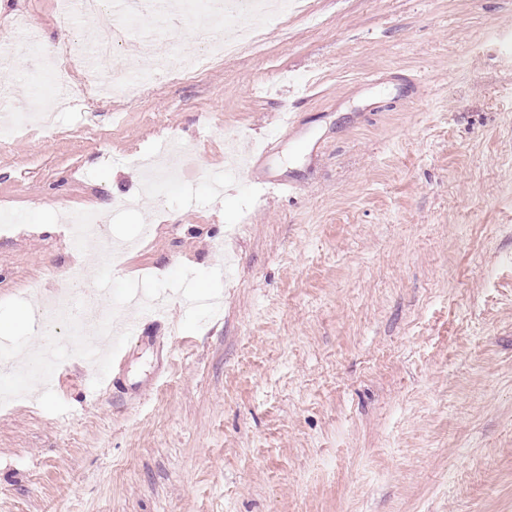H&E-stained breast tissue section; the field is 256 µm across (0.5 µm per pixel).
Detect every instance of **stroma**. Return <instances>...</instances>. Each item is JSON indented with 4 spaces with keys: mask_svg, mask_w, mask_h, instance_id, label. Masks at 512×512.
Listing matches in <instances>:
<instances>
[{
    "mask_svg": "<svg viewBox=\"0 0 512 512\" xmlns=\"http://www.w3.org/2000/svg\"><path fill=\"white\" fill-rule=\"evenodd\" d=\"M21 16L86 51L98 35L58 0H0V41ZM256 22L197 79L67 104L0 151V302L98 268L62 215L103 200L115 276L228 268L200 331L173 295L106 384L62 362L66 414L0 406V512H512V47L491 39L512 0H306ZM153 24L155 55L123 47L130 76L229 32L201 9ZM42 75L18 49L0 63L18 112ZM230 136L261 150L251 174ZM172 143L188 159L159 207L139 162ZM268 178L302 190L258 202Z\"/></svg>",
    "mask_w": 512,
    "mask_h": 512,
    "instance_id": "obj_1",
    "label": "stroma"
}]
</instances>
